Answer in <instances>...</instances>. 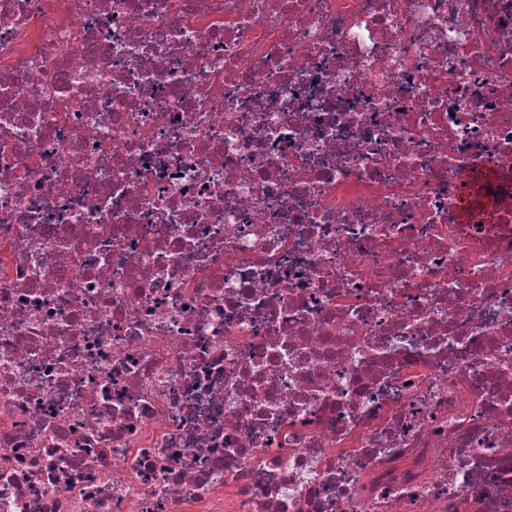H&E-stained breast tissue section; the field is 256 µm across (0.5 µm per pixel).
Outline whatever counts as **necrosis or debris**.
<instances>
[{
  "mask_svg": "<svg viewBox=\"0 0 512 512\" xmlns=\"http://www.w3.org/2000/svg\"><path fill=\"white\" fill-rule=\"evenodd\" d=\"M0 512H512V0H0Z\"/></svg>",
  "mask_w": 512,
  "mask_h": 512,
  "instance_id": "1",
  "label": "necrosis or debris"
}]
</instances>
